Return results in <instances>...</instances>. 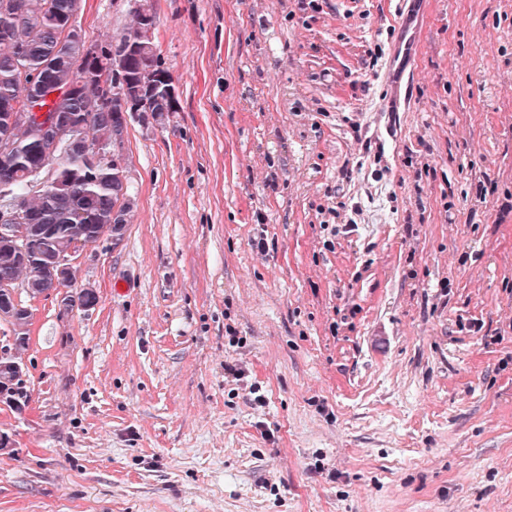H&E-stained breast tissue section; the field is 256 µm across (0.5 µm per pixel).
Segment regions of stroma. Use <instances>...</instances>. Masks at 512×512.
Returning <instances> with one entry per match:
<instances>
[{"mask_svg": "<svg viewBox=\"0 0 512 512\" xmlns=\"http://www.w3.org/2000/svg\"><path fill=\"white\" fill-rule=\"evenodd\" d=\"M308 2L152 0L179 109L96 305L16 291L0 512H512V0H417L410 84L399 0ZM21 349L15 345L13 352L9 355H0V370L8 373L6 377H0V399L7 403H16L15 396H19L17 385L22 377ZM0 371V375H3Z\"/></svg>", "mask_w": 512, "mask_h": 512, "instance_id": "obj_1", "label": "stroma"}]
</instances>
